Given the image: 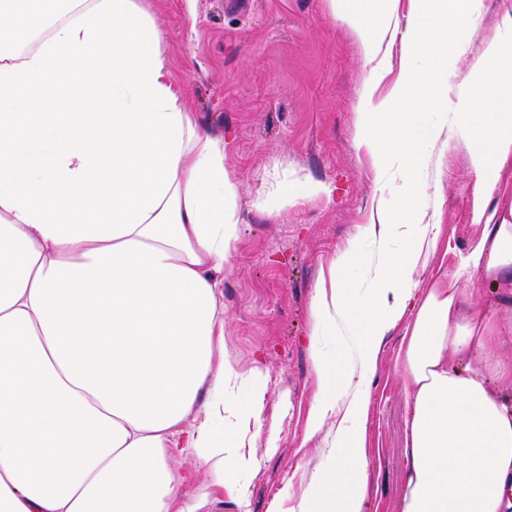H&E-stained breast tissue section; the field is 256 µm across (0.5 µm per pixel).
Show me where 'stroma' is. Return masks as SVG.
Returning a JSON list of instances; mask_svg holds the SVG:
<instances>
[{
    "label": "stroma",
    "mask_w": 512,
    "mask_h": 512,
    "mask_svg": "<svg viewBox=\"0 0 512 512\" xmlns=\"http://www.w3.org/2000/svg\"><path fill=\"white\" fill-rule=\"evenodd\" d=\"M155 21L173 77L198 125L224 139V166L237 191L239 240L220 284L224 353L242 375L239 400L264 394L260 423L225 424L256 458L237 473L235 489L213 492L204 512H273L309 488L324 461L325 436L306 439L319 392L314 353H336L331 324L315 326L312 302L323 270L376 222L378 202H393L389 179L356 141L358 114L371 74L354 30L327 0H139ZM512 0H482L464 48L448 60V95L475 92L486 45ZM473 143L446 134L440 114L421 112L411 142L426 167L423 206L440 226L442 244L424 254L420 285L456 272L459 255L482 227L472 221L476 196L487 192L473 171ZM452 241L456 249L446 252ZM402 247L368 240L345 278L361 300L382 251ZM466 305L494 311L508 334L498 358L512 363V286L473 274ZM405 314L387 334L368 382L362 423L367 458L363 512H398L406 473L412 399L395 367Z\"/></svg>",
    "instance_id": "35a3bbf8"
}]
</instances>
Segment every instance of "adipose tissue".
Listing matches in <instances>:
<instances>
[{
    "mask_svg": "<svg viewBox=\"0 0 512 512\" xmlns=\"http://www.w3.org/2000/svg\"><path fill=\"white\" fill-rule=\"evenodd\" d=\"M373 76L402 30L404 75L370 105L357 143L402 182L362 236L403 248L382 257L362 305L344 277L351 241L313 304L315 323L361 332L355 359L316 355L321 391L308 436L336 433L309 491L276 512H362L361 422L381 343L415 318L396 366L413 395L399 512H512V365L495 356L496 318L468 310L467 274L512 283V209L475 199L483 227L461 271L419 292L413 275L440 229L421 208L422 162L409 148L420 108L451 110L474 143L472 168L497 188L512 162V22L487 50L476 92L448 98V52L463 46L480 0H341ZM226 146L185 106L158 31L135 0H0V512H201L181 500L193 455L213 487L256 464L221 436L249 426L224 355L218 276L236 250ZM465 359L453 366L451 356ZM203 420L189 425L194 408Z\"/></svg>",
    "mask_w": 512,
    "mask_h": 512,
    "instance_id": "1",
    "label": "adipose tissue"
}]
</instances>
